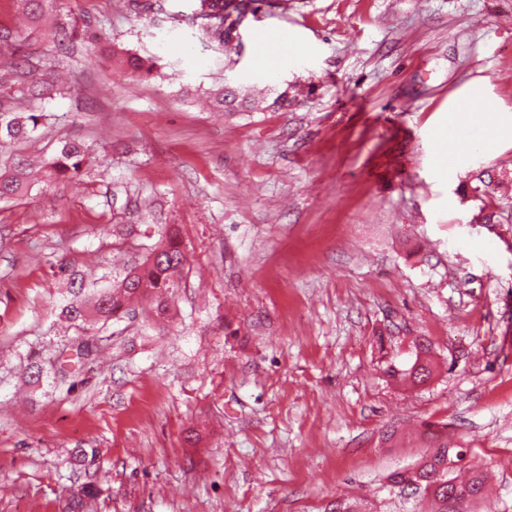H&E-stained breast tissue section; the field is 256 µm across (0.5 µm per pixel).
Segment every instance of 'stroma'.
I'll return each mask as SVG.
<instances>
[{
  "label": "stroma",
  "instance_id": "35a3bbf8",
  "mask_svg": "<svg viewBox=\"0 0 512 512\" xmlns=\"http://www.w3.org/2000/svg\"><path fill=\"white\" fill-rule=\"evenodd\" d=\"M193 8L55 0L77 39L28 51L67 86L14 151L96 160L0 202V512L88 482V512H431L388 476L433 431L488 476L467 512H512V231L471 222L480 172L512 201V146L452 175L434 150L468 83L512 106V0H257L219 51ZM284 27L265 71L251 33ZM106 41L152 74L116 79ZM227 86L245 106L207 107ZM167 226L190 262L169 322L61 318L71 280L121 279ZM419 341L433 378L396 385ZM92 151L79 143L64 142L46 161L42 182L46 185L63 183L78 175L92 161Z\"/></svg>",
  "mask_w": 512,
  "mask_h": 512
}]
</instances>
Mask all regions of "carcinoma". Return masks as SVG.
Listing matches in <instances>:
<instances>
[{
  "instance_id": "cac0c4a2",
  "label": "carcinoma",
  "mask_w": 512,
  "mask_h": 512,
  "mask_svg": "<svg viewBox=\"0 0 512 512\" xmlns=\"http://www.w3.org/2000/svg\"><path fill=\"white\" fill-rule=\"evenodd\" d=\"M23 9L28 15L31 26L7 33L0 41V53L17 57V62L25 61L19 55L21 48L38 43L41 40L64 45L77 35L73 27L58 25L51 30H42L41 24L49 12V0H23ZM192 22L198 23L201 39L222 48L231 42L234 36L235 18L243 9L253 7L257 0H195ZM115 70L121 74L138 72L149 74L153 65L127 53H111ZM56 91V78L51 72H43L21 84L17 93H8V101L0 103V148L27 141L35 135L46 114L30 109H20V104L34 99L51 97ZM92 161V151L75 142L62 143L55 154L46 161L42 182L49 186L63 183L78 175ZM32 189V183L23 162L17 160L11 165L0 168V201L14 200L26 196ZM187 257L179 237L170 232L161 234L159 241L151 248V256L130 269L119 281L100 288L95 292L66 304L63 311L69 320L92 326H104L112 320H118L130 313L133 303L145 305L150 315L160 321L171 317V305L175 293L184 279ZM391 377L411 385L424 384L433 375L430 349L421 348L415 362L408 369L388 367ZM460 448L441 443L436 451L425 458L413 471L396 472L390 476L395 485L418 482L429 490L437 505L436 512H449L448 491L474 490L483 495L487 479L477 466L469 467L470 477L460 482L455 476L456 468L448 467L449 462L458 460ZM96 495V490L85 485L71 499L69 512H84L87 500Z\"/></svg>"
}]
</instances>
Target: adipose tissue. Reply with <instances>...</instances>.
Masks as SVG:
<instances>
[{
	"mask_svg": "<svg viewBox=\"0 0 512 512\" xmlns=\"http://www.w3.org/2000/svg\"><path fill=\"white\" fill-rule=\"evenodd\" d=\"M448 170L467 165L478 154H492L512 140V108L490 100L485 86L470 82L448 103Z\"/></svg>",
	"mask_w": 512,
	"mask_h": 512,
	"instance_id": "1",
	"label": "adipose tissue"
}]
</instances>
